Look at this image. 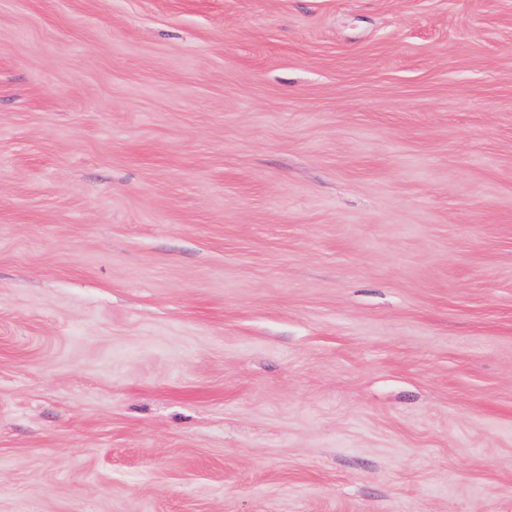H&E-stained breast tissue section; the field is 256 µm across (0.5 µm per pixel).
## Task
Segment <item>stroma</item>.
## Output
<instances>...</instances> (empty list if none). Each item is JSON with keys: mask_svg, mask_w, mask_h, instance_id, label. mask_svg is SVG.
Returning <instances> with one entry per match:
<instances>
[{"mask_svg": "<svg viewBox=\"0 0 512 512\" xmlns=\"http://www.w3.org/2000/svg\"><path fill=\"white\" fill-rule=\"evenodd\" d=\"M0 512H512V0H0Z\"/></svg>", "mask_w": 512, "mask_h": 512, "instance_id": "35a3bbf8", "label": "stroma"}]
</instances>
